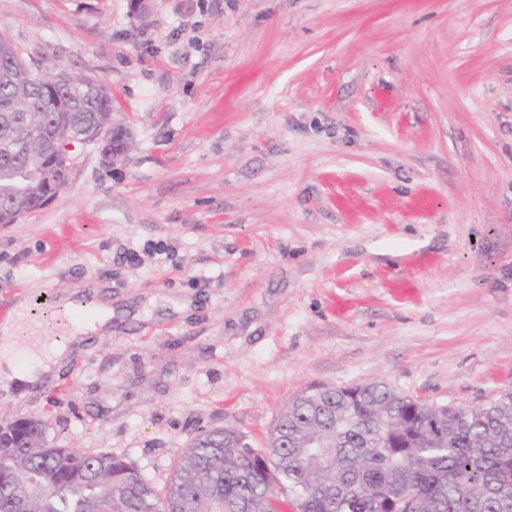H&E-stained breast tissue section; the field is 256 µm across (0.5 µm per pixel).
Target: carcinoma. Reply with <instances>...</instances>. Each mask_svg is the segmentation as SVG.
Instances as JSON below:
<instances>
[{
  "label": "carcinoma",
  "mask_w": 512,
  "mask_h": 512,
  "mask_svg": "<svg viewBox=\"0 0 512 512\" xmlns=\"http://www.w3.org/2000/svg\"><path fill=\"white\" fill-rule=\"evenodd\" d=\"M0 224H13L30 134L86 127L112 138L113 99L74 76L53 101L0 36ZM0 512H512V390L474 407L428 403L385 383L314 384L289 400L264 448L232 427L195 438L160 494L124 458L51 448L32 422L0 446Z\"/></svg>",
  "instance_id": "obj_1"
}]
</instances>
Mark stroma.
Wrapping results in <instances>:
<instances>
[{"instance_id": "1", "label": "stroma", "mask_w": 512, "mask_h": 512, "mask_svg": "<svg viewBox=\"0 0 512 512\" xmlns=\"http://www.w3.org/2000/svg\"><path fill=\"white\" fill-rule=\"evenodd\" d=\"M0 33L134 137L0 224V306L95 283L114 310L0 417L161 490L313 383L512 387V0H0Z\"/></svg>"}]
</instances>
